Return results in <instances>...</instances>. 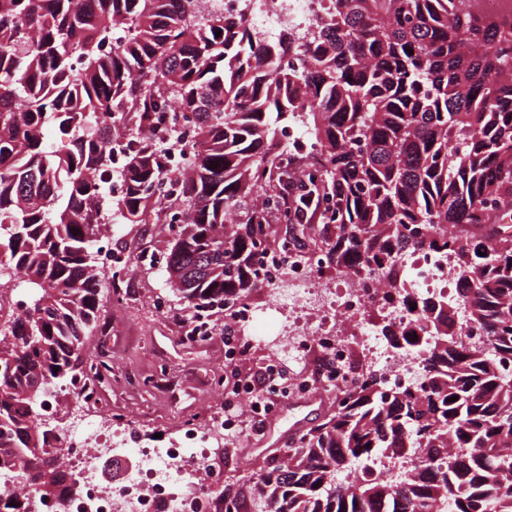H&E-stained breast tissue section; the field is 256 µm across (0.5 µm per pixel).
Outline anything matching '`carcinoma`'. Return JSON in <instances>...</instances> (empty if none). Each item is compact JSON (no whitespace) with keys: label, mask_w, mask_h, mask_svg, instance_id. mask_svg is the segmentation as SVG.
Instances as JSON below:
<instances>
[{"label":"carcinoma","mask_w":512,"mask_h":512,"mask_svg":"<svg viewBox=\"0 0 512 512\" xmlns=\"http://www.w3.org/2000/svg\"><path fill=\"white\" fill-rule=\"evenodd\" d=\"M466 2L329 0L303 36L265 41L207 0H0V261L20 275L0 282V471L28 487L10 512L74 492L41 401L88 363L114 214L167 225L171 289L197 315L263 287L265 256L304 238L338 274L385 277L417 321L381 332L422 385L369 371L337 393L288 461L266 460L255 512H512V234L491 224L512 208V17ZM299 117L316 152L272 149ZM272 211L292 227L278 239ZM451 242L479 344L395 273ZM385 454L418 465L368 468Z\"/></svg>","instance_id":"carcinoma-1"}]
</instances>
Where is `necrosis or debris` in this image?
I'll return each instance as SVG.
<instances>
[{
    "label": "necrosis or debris",
    "instance_id": "1",
    "mask_svg": "<svg viewBox=\"0 0 512 512\" xmlns=\"http://www.w3.org/2000/svg\"><path fill=\"white\" fill-rule=\"evenodd\" d=\"M226 17H247L256 35L277 39L284 32L301 33L323 15L328 0H214ZM398 274L407 287L424 296H444L459 303L449 250L420 251L402 256ZM264 282L278 286L279 301L302 323L288 341L287 356L270 353L266 368L274 399L307 398L315 389H348L368 368L381 374L392 389L418 387L422 367L412 356L388 347L370 322L377 315L393 327L406 326L410 316L395 294L375 275L342 276L337 290L319 287L322 270L317 260L282 262L268 254L260 271ZM240 335L224 351L225 366H235L241 351L258 346L253 328L262 313L249 301L232 304ZM111 377L94 382L79 376L43 399V413L53 416L62 397L80 412L65 436L61 459L78 494L64 502L33 500L30 512H216L215 494L221 472L211 463V451L237 424L224 418V385L209 376L203 421L183 422L175 439L146 437L132 424L130 409L105 405L103 392Z\"/></svg>",
    "mask_w": 512,
    "mask_h": 512
}]
</instances>
